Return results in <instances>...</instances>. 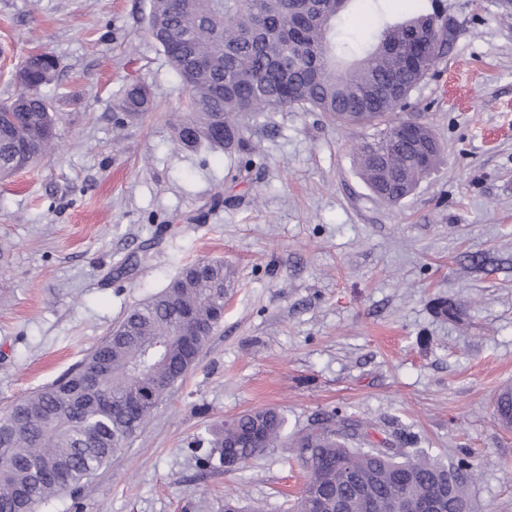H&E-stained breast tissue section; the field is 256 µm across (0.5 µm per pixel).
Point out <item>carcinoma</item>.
<instances>
[{
    "mask_svg": "<svg viewBox=\"0 0 512 512\" xmlns=\"http://www.w3.org/2000/svg\"><path fill=\"white\" fill-rule=\"evenodd\" d=\"M306 0H150L149 32L188 92V115L177 125L187 147L206 143L242 149L235 116L301 108L326 112L342 124L374 128L355 148L365 182L378 198L403 199L421 174L441 159L427 126V166L396 142L407 124L390 118L403 110L405 87L445 55L408 53L407 31L425 29L437 12L402 22L383 21L367 44H336L332 22L312 27L302 14ZM205 66L188 75L186 61ZM57 63L45 53L28 56L18 75L22 91L0 101V179L47 155L58 118L43 89ZM149 91L127 87L119 109L148 111ZM230 271L209 260L187 264L162 291L128 310L79 369L19 400L0 413V512H36L43 502L84 483L141 431L169 389L196 365L222 318L218 311ZM499 422L512 426V391L495 400ZM286 418L275 408H256L224 422L208 458L223 466L245 462L282 444ZM367 426L331 413L294 439L308 473L295 512H399L404 498L436 495L443 512H469L466 459L451 465L385 443L362 448Z\"/></svg>",
    "mask_w": 512,
    "mask_h": 512,
    "instance_id": "cac0c4a2",
    "label": "carcinoma"
}]
</instances>
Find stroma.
<instances>
[{"mask_svg":"<svg viewBox=\"0 0 512 512\" xmlns=\"http://www.w3.org/2000/svg\"><path fill=\"white\" fill-rule=\"evenodd\" d=\"M435 6L454 37L404 115L442 158L390 204L356 163L371 127L323 112L242 114L243 151L180 146L187 93L147 31L149 0H0L14 48L0 97L30 54L58 65L52 151L0 180V410L70 371L185 264L218 259L234 279L195 368L106 467L38 512H224L229 494L287 512L306 483L296 449L232 472L203 463L199 439L259 407L291 432L339 409L372 442L469 456L470 512H512V427L493 411L512 385V4L358 0L334 26L353 43ZM134 82L152 96L135 118L115 106Z\"/></svg>","mask_w":512,"mask_h":512,"instance_id":"1","label":"stroma"}]
</instances>
